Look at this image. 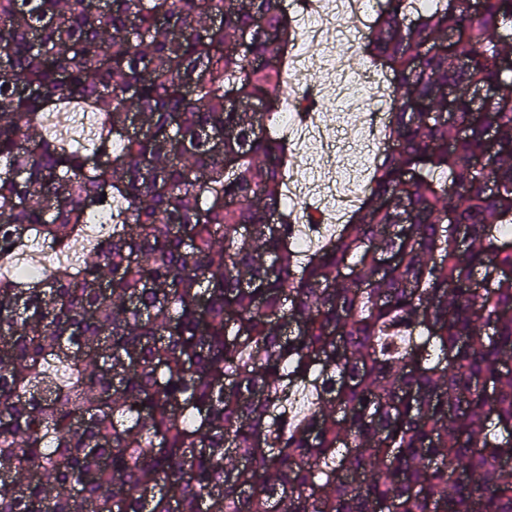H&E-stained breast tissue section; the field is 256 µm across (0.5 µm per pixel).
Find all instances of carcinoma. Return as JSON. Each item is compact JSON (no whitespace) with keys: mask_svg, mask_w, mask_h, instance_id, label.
I'll return each mask as SVG.
<instances>
[{"mask_svg":"<svg viewBox=\"0 0 512 512\" xmlns=\"http://www.w3.org/2000/svg\"><path fill=\"white\" fill-rule=\"evenodd\" d=\"M296 35L282 0H0V264L114 218L0 273V512H512V0H383L384 148L305 262ZM51 252L45 243H35L27 250L23 270L31 275H40L48 269L47 260Z\"/></svg>","mask_w":512,"mask_h":512,"instance_id":"cac0c4a2","label":"carcinoma"}]
</instances>
